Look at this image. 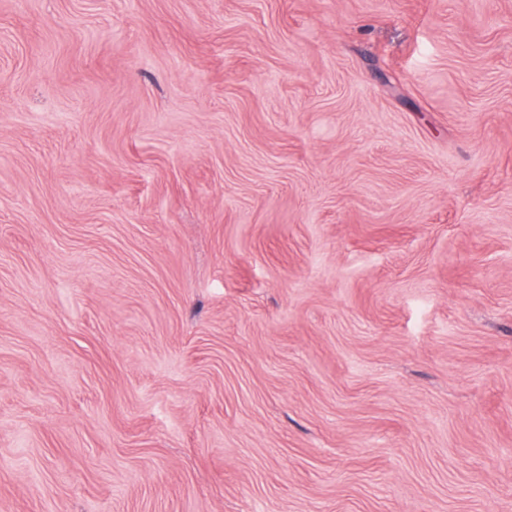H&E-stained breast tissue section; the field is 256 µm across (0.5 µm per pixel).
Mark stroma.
<instances>
[{"mask_svg":"<svg viewBox=\"0 0 512 512\" xmlns=\"http://www.w3.org/2000/svg\"><path fill=\"white\" fill-rule=\"evenodd\" d=\"M0 512H512V0H0Z\"/></svg>","mask_w":512,"mask_h":512,"instance_id":"35a3bbf8","label":"stroma"}]
</instances>
